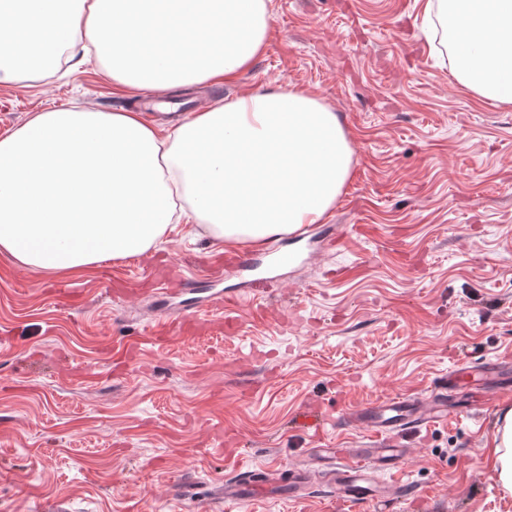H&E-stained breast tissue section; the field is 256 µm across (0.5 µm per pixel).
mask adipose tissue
I'll use <instances>...</instances> for the list:
<instances>
[{"instance_id": "obj_1", "label": "adipose tissue", "mask_w": 512, "mask_h": 512, "mask_svg": "<svg viewBox=\"0 0 512 512\" xmlns=\"http://www.w3.org/2000/svg\"><path fill=\"white\" fill-rule=\"evenodd\" d=\"M457 81L512 105V0H428ZM270 0H0V84L96 58L139 90L235 83L263 52ZM353 164L330 108L291 88L180 113L159 132L136 111L38 112L0 136V255L73 275L140 256L180 224L234 247L321 222ZM493 470L512 494V408L493 433Z\"/></svg>"}]
</instances>
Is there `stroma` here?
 Segmentation results:
<instances>
[{"mask_svg":"<svg viewBox=\"0 0 512 512\" xmlns=\"http://www.w3.org/2000/svg\"><path fill=\"white\" fill-rule=\"evenodd\" d=\"M425 2L271 0L267 45L237 84L164 89L216 102L302 88L350 138L330 214L305 237L247 248L252 271L212 282L213 258L233 249L181 227L70 278L63 298L57 277L0 256V512H208L242 470L321 469V449L364 444L347 411L452 368L512 363V106L457 83ZM132 95L96 61L0 84V135L46 110H124ZM275 251L292 263L272 265ZM162 261L194 278L181 308L220 289L244 296L238 322L116 355L161 314L147 278ZM457 399L458 418L400 434V500L350 506L319 484L303 501L270 494L223 512H512L490 455L512 396ZM312 406L327 418L317 438L293 425Z\"/></svg>","mask_w":512,"mask_h":512,"instance_id":"obj_1","label":"stroma"}]
</instances>
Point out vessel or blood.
Returning a JSON list of instances; mask_svg holds the SVG:
<instances>
[{"mask_svg": "<svg viewBox=\"0 0 512 512\" xmlns=\"http://www.w3.org/2000/svg\"><path fill=\"white\" fill-rule=\"evenodd\" d=\"M158 293L171 297L190 290L193 281L184 274L173 275L158 270L153 275ZM238 305L237 299L217 294L207 299L203 308L179 310L177 315L165 316V334H189L208 329L210 314L232 313ZM481 382L488 395L495 396L512 389V378L504 376L499 368L483 366L465 372L452 371L444 386L432 391L427 397L386 398L350 414L351 423L369 428L372 438L368 447L349 448L334 452L336 468L331 481L338 497L349 504L370 501H386L397 497L400 487L382 481L381 473L399 468L406 455L405 449L389 447L391 434L418 426L447 421L458 413L453 392L462 382ZM271 473L265 469L251 470L248 479L225 483L219 502L248 503L267 495L271 488H278L281 495L291 499L305 496L310 476L306 471L292 467L279 471L278 483H271Z\"/></svg>", "mask_w": 512, "mask_h": 512, "instance_id": "b4317fda", "label": "vessel or blood"}]
</instances>
